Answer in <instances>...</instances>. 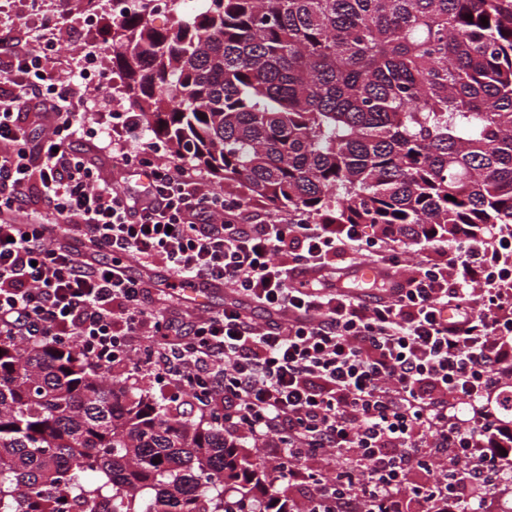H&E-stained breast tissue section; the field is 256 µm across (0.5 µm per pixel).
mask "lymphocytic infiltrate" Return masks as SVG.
Masks as SVG:
<instances>
[{
    "instance_id": "obj_1",
    "label": "lymphocytic infiltrate",
    "mask_w": 512,
    "mask_h": 512,
    "mask_svg": "<svg viewBox=\"0 0 512 512\" xmlns=\"http://www.w3.org/2000/svg\"><path fill=\"white\" fill-rule=\"evenodd\" d=\"M39 51L0 39V339L77 346L90 363L185 388L311 498L290 512H491L512 429L494 397L512 383V232L471 238L399 268V237L301 214L248 220V203L210 191L187 164L160 161L122 113L113 157L148 184L133 192L73 149L102 134L87 83L48 72ZM52 118L32 146L22 110ZM37 188L52 209L28 211ZM371 256L382 289L363 300L338 270ZM167 268L180 288L231 285L233 301L184 322L131 263ZM257 304L269 319L242 309ZM345 465L322 478L332 457Z\"/></svg>"
}]
</instances>
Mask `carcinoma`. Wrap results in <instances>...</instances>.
Segmentation results:
<instances>
[{
  "mask_svg": "<svg viewBox=\"0 0 512 512\" xmlns=\"http://www.w3.org/2000/svg\"><path fill=\"white\" fill-rule=\"evenodd\" d=\"M111 28L152 132L275 211L404 239L512 224V0H206ZM264 480L77 348L0 344V512H259Z\"/></svg>",
  "mask_w": 512,
  "mask_h": 512,
  "instance_id": "1",
  "label": "carcinoma"
}]
</instances>
